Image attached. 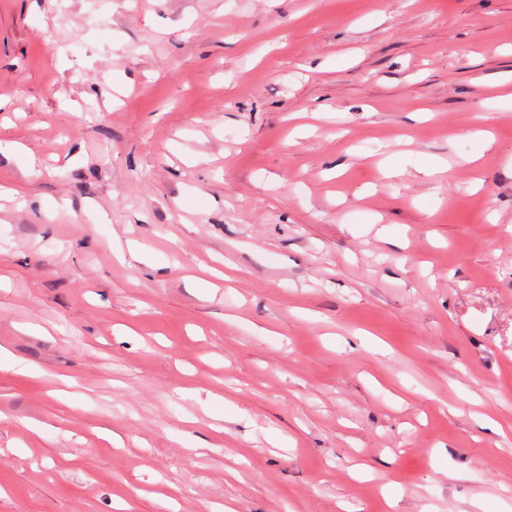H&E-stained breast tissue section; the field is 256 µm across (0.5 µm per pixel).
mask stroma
I'll return each instance as SVG.
<instances>
[{
  "mask_svg": "<svg viewBox=\"0 0 512 512\" xmlns=\"http://www.w3.org/2000/svg\"><path fill=\"white\" fill-rule=\"evenodd\" d=\"M88 7L0 0V512H512V0Z\"/></svg>",
  "mask_w": 512,
  "mask_h": 512,
  "instance_id": "1",
  "label": "stroma"
}]
</instances>
